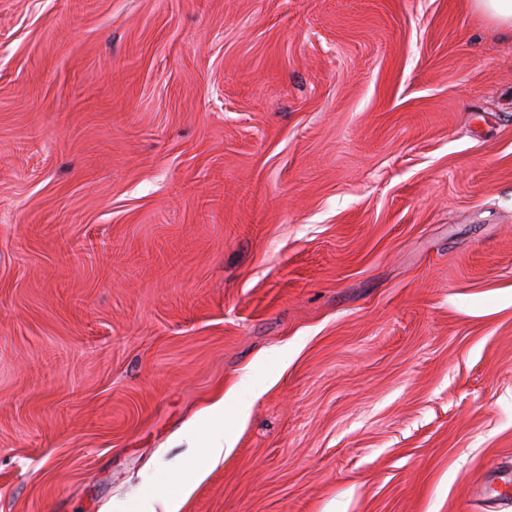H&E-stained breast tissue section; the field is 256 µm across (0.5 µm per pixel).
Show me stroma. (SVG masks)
<instances>
[{"instance_id":"stroma-1","label":"stroma","mask_w":512,"mask_h":512,"mask_svg":"<svg viewBox=\"0 0 512 512\" xmlns=\"http://www.w3.org/2000/svg\"><path fill=\"white\" fill-rule=\"evenodd\" d=\"M194 467L182 512H512V32L469 0H0V512ZM210 422L203 425L194 432V436L200 437L204 443L210 461L217 464L224 459V443L229 448L226 438H224V402L217 400L209 408ZM213 421H215L213 423Z\"/></svg>"}]
</instances>
